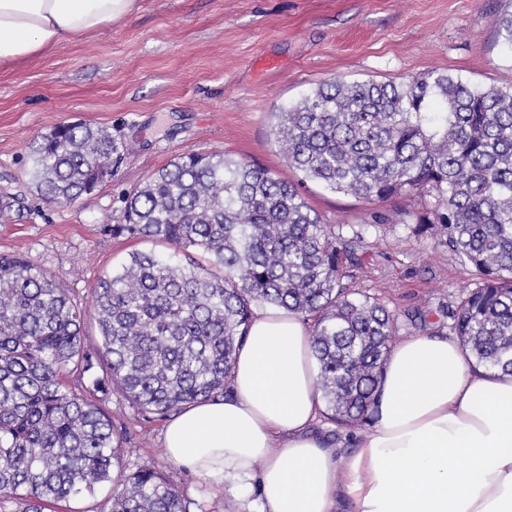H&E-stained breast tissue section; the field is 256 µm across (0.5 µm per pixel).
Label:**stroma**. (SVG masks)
Returning a JSON list of instances; mask_svg holds the SVG:
<instances>
[{"instance_id":"1","label":"stroma","mask_w":512,"mask_h":512,"mask_svg":"<svg viewBox=\"0 0 512 512\" xmlns=\"http://www.w3.org/2000/svg\"><path fill=\"white\" fill-rule=\"evenodd\" d=\"M126 19L52 51L0 65V201L22 198L25 217L0 220V253H21L61 275L73 304L90 309L100 279L154 241L112 236L127 196L178 155H228L298 182L271 136L272 114L318 84L405 82L431 71L471 85L512 87V53L494 20L512 0H140ZM108 128L131 151L112 178L68 206L47 205L30 184L29 146L63 122ZM304 195L330 230L361 234L344 285L397 318V338L450 336L448 309L477 280L440 227L407 223L418 196L368 202L308 184ZM383 223H375V215ZM129 467H157L189 512H240L215 482L172 463L163 418L144 417L119 392L96 396Z\"/></svg>"}]
</instances>
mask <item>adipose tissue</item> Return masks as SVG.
Segmentation results:
<instances>
[{
  "mask_svg": "<svg viewBox=\"0 0 512 512\" xmlns=\"http://www.w3.org/2000/svg\"><path fill=\"white\" fill-rule=\"evenodd\" d=\"M139 0H0V64L123 20ZM311 333L253 318L229 395L167 424L170 460L247 496L258 512H512V376L474 368L459 344L409 336L389 351L372 421L341 457L307 433L321 408Z\"/></svg>",
  "mask_w": 512,
  "mask_h": 512,
  "instance_id": "ef3b65f1",
  "label": "adipose tissue"
}]
</instances>
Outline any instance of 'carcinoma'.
Returning a JSON list of instances; mask_svg holds the SVG:
<instances>
[{"label":"carcinoma","instance_id":"1","mask_svg":"<svg viewBox=\"0 0 512 512\" xmlns=\"http://www.w3.org/2000/svg\"><path fill=\"white\" fill-rule=\"evenodd\" d=\"M494 23L512 52V13ZM274 118V141L304 180L368 201L422 196L415 223L441 225L480 278L448 312L450 328L475 365L512 375V88L437 71L401 83L333 78ZM127 153L103 129L61 123L30 145V180L46 203H71ZM125 218L112 234L172 252H133L100 280L95 349L61 278L0 254V512H44L105 481L111 512H187L159 469H128L111 417L63 377L103 363L95 392L174 415L228 391L256 305L311 322L329 420L370 424L396 321L341 285L352 241L326 229L298 185L189 152L127 197Z\"/></svg>","mask_w":512,"mask_h":512}]
</instances>
